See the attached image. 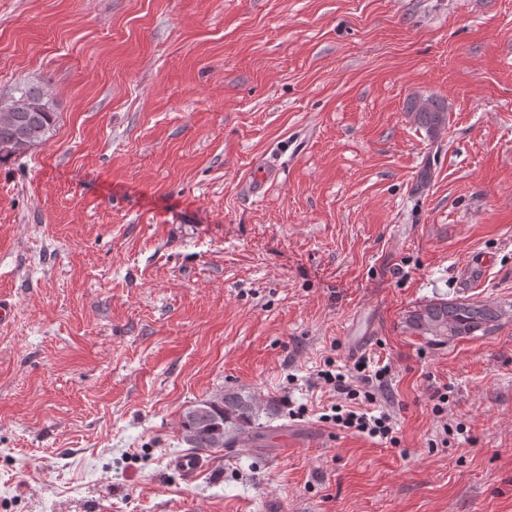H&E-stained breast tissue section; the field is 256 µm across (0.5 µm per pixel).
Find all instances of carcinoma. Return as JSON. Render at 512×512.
Segmentation results:
<instances>
[{
	"label": "carcinoma",
	"instance_id": "cac0c4a2",
	"mask_svg": "<svg viewBox=\"0 0 512 512\" xmlns=\"http://www.w3.org/2000/svg\"><path fill=\"white\" fill-rule=\"evenodd\" d=\"M1 112L9 113V119L0 120V160L26 153L56 122V113L34 89L1 104ZM407 115L430 136L448 126V105L433 97L412 98ZM504 316L501 307L489 302L437 297L408 310L403 323L414 336L429 343H445L449 336L460 340L487 336L498 329ZM279 416L281 408L273 399L261 404L249 391L226 390L184 412L181 439L192 450L207 454L217 448L219 440L225 446L262 440L267 422Z\"/></svg>",
	"mask_w": 512,
	"mask_h": 512
}]
</instances>
